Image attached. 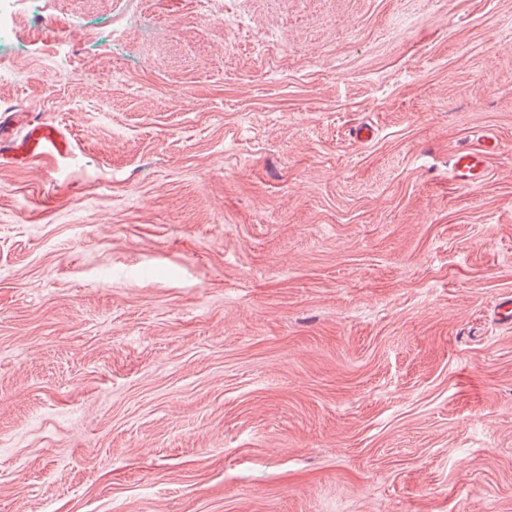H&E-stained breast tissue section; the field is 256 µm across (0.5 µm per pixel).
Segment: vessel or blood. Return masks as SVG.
<instances>
[{"label":"vessel or blood","instance_id":"b4317fda","mask_svg":"<svg viewBox=\"0 0 512 512\" xmlns=\"http://www.w3.org/2000/svg\"><path fill=\"white\" fill-rule=\"evenodd\" d=\"M26 124L28 132L21 137L14 134L11 125H0V161L18 157H61L68 153V140L60 128L32 118L27 119ZM496 147L495 139L487 136L471 149L453 152L450 156L452 182L460 187L483 182L488 172L487 159Z\"/></svg>","mask_w":512,"mask_h":512}]
</instances>
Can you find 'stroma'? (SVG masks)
Instances as JSON below:
<instances>
[{
    "label": "stroma",
    "instance_id": "35a3bbf8",
    "mask_svg": "<svg viewBox=\"0 0 512 512\" xmlns=\"http://www.w3.org/2000/svg\"><path fill=\"white\" fill-rule=\"evenodd\" d=\"M9 27L71 151L0 164V512H512V0ZM497 147L493 137L485 136L469 150L451 154V181L459 187H471L483 182L487 176V159Z\"/></svg>",
    "mask_w": 512,
    "mask_h": 512
}]
</instances>
